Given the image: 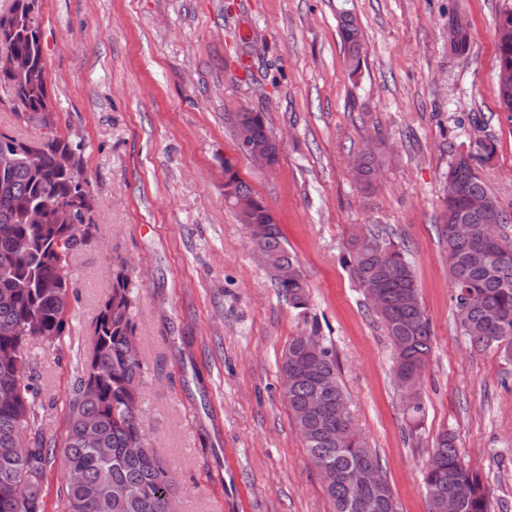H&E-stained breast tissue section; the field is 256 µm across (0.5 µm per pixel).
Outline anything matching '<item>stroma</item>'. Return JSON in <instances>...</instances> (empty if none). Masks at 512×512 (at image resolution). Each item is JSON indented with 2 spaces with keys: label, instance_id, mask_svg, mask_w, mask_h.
Here are the masks:
<instances>
[{
  "label": "stroma",
  "instance_id": "1",
  "mask_svg": "<svg viewBox=\"0 0 512 512\" xmlns=\"http://www.w3.org/2000/svg\"><path fill=\"white\" fill-rule=\"evenodd\" d=\"M58 134L81 147L94 196L91 237L70 260L71 332L32 341L41 386L35 424L57 459L46 512H64L58 459L67 404L94 323L126 267L137 294L142 407L178 484V512H333L281 398L289 340L319 322L357 428L381 460L399 512H427L423 467L442 431L512 512V359L471 349L450 296L437 232L452 154L495 140L479 169L512 208V113L498 99L497 21L512 0H38ZM355 16L363 60L341 37ZM469 54L448 47L455 21ZM264 113L278 165L242 156L224 115ZM374 147L381 178L350 173ZM232 161L273 212L309 286L303 317L278 293L224 201ZM404 243L431 326L425 419L408 417L381 324L339 258L352 233Z\"/></svg>",
  "mask_w": 512,
  "mask_h": 512
}]
</instances>
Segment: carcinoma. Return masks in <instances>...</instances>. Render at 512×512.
<instances>
[{
  "instance_id": "obj_1",
  "label": "carcinoma",
  "mask_w": 512,
  "mask_h": 512,
  "mask_svg": "<svg viewBox=\"0 0 512 512\" xmlns=\"http://www.w3.org/2000/svg\"><path fill=\"white\" fill-rule=\"evenodd\" d=\"M38 30L37 0H12L9 9L0 12V48L5 50L0 56V87L11 92L17 115L40 129V113L50 108V100ZM341 36L351 66L359 69L361 32L349 12L341 17ZM496 36L498 74L512 73V11L500 16ZM15 54H27L34 61L23 79L10 75L3 64ZM230 123L240 149L266 141L271 132L262 112H236ZM33 148L39 152L35 167L28 160ZM2 153L14 163L0 172V352L9 354L0 359V512H45L43 487L55 456L35 428L40 391L25 354L31 338L55 342L67 332L74 292L68 261L88 239L94 198L83 171L73 169V162H81L79 146L53 130L27 139L0 132ZM494 153V140L484 137L470 142L467 152L451 156L438 234L447 247L451 302L463 335L474 349L496 348L512 358V252L498 242L505 226L512 224V210L491 191L476 164ZM377 167L375 155L360 154L351 171L370 188ZM224 187L229 205L236 206L240 197L255 203L251 238L265 265H298L284 246L274 214L228 160ZM472 199L484 200L487 206L471 209ZM42 204L63 205L69 215L62 219L54 213L47 224L24 223V206ZM459 219L467 222L469 235L455 232ZM341 260L360 285L377 284L370 304L398 347L393 374L399 382H412L414 401L406 405L412 420L407 436L412 437L425 415L418 384L430 351L431 327L406 249L370 230L351 237ZM274 283L298 314H307L303 273ZM134 304V286L125 269L113 270L111 292L94 324L93 351L69 400L63 469H75L80 477L66 481L67 512H169L174 499L170 472L151 445L141 407L143 366L131 350ZM311 333L319 337V350L308 349L295 336L279 364L281 395L309 462L335 512H358L353 508L356 498L369 505L366 512H398L390 484L372 487L358 477L362 468L380 466V460L358 431H348L333 415L336 405L348 404V394L333 344L320 336L315 322ZM423 483L428 512H448L450 498L457 501L459 512H489V491L481 476L463 463L451 433L443 432L436 440Z\"/></svg>"
}]
</instances>
